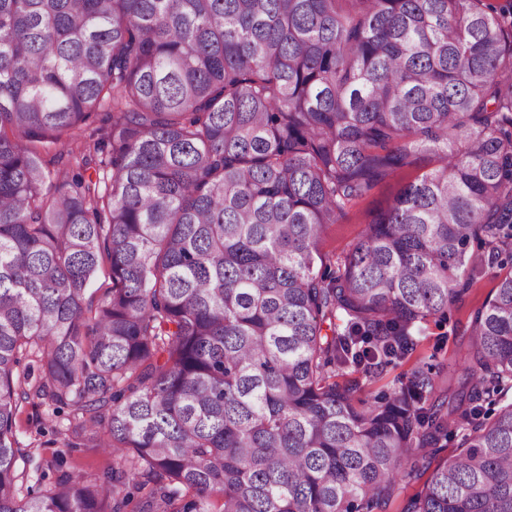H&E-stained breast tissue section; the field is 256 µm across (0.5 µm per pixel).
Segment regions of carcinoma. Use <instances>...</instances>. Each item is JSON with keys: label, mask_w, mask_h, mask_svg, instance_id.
Wrapping results in <instances>:
<instances>
[{"label": "carcinoma", "mask_w": 512, "mask_h": 512, "mask_svg": "<svg viewBox=\"0 0 512 512\" xmlns=\"http://www.w3.org/2000/svg\"><path fill=\"white\" fill-rule=\"evenodd\" d=\"M489 270L457 388L336 380ZM510 391L512 0H0V512H374L450 436L403 512H512ZM35 397L112 467L30 485ZM434 166L435 161L431 155L419 154L412 166L396 172L377 185L367 197L357 202L338 224H333L327 230L324 250L335 254L336 258L346 253L361 236L365 223L371 219L372 212L385 206L403 184L414 180Z\"/></svg>", "instance_id": "cac0c4a2"}]
</instances>
